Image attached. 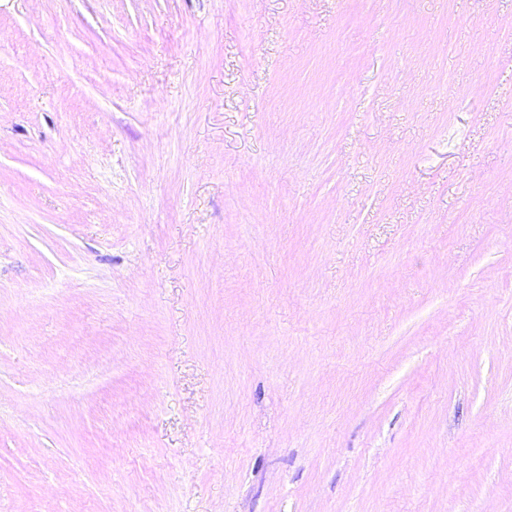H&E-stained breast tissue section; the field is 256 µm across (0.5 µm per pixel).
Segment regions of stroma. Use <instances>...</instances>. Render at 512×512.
Here are the masks:
<instances>
[{"label": "stroma", "instance_id": "1", "mask_svg": "<svg viewBox=\"0 0 512 512\" xmlns=\"http://www.w3.org/2000/svg\"><path fill=\"white\" fill-rule=\"evenodd\" d=\"M0 512H512V0H0Z\"/></svg>", "mask_w": 512, "mask_h": 512}]
</instances>
